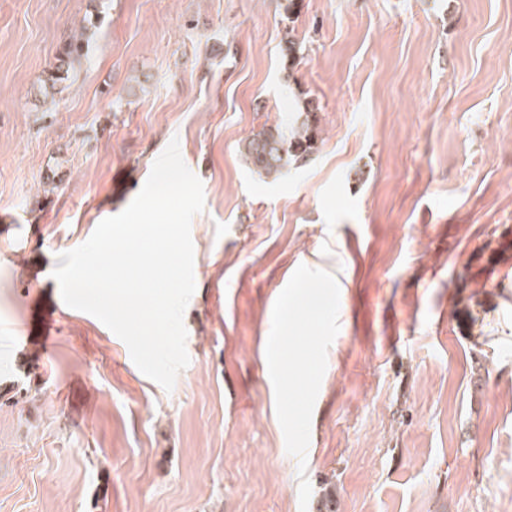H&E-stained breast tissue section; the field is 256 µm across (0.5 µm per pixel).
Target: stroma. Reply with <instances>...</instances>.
Returning a JSON list of instances; mask_svg holds the SVG:
<instances>
[{"label": "stroma", "instance_id": "stroma-1", "mask_svg": "<svg viewBox=\"0 0 512 512\" xmlns=\"http://www.w3.org/2000/svg\"><path fill=\"white\" fill-rule=\"evenodd\" d=\"M287 5L0 0V512H512V0ZM301 93L314 152L251 171ZM174 138L205 205L168 391L52 272ZM86 30L87 28L85 26H81L79 29L75 28L64 43L61 51L60 64L56 67L55 72H52L48 78L52 89L56 90L57 86L68 80L69 71L74 68L75 62L80 63L81 58L86 56L85 46L87 48L88 44Z\"/></svg>", "mask_w": 512, "mask_h": 512}]
</instances>
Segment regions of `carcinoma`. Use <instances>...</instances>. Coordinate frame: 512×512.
Returning a JSON list of instances; mask_svg holds the SVG:
<instances>
[{
    "instance_id": "carcinoma-1",
    "label": "carcinoma",
    "mask_w": 512,
    "mask_h": 512,
    "mask_svg": "<svg viewBox=\"0 0 512 512\" xmlns=\"http://www.w3.org/2000/svg\"><path fill=\"white\" fill-rule=\"evenodd\" d=\"M87 44L86 27L82 26L71 32L62 47L60 64L48 78L52 89H57V86L68 80L69 71L85 56ZM299 111L306 116L301 124L291 123L286 132L280 128L263 130L247 143L246 160L256 172L261 175L277 176L290 164L304 159L313 152L318 131L308 116L317 111V107L310 100H301Z\"/></svg>"
}]
</instances>
